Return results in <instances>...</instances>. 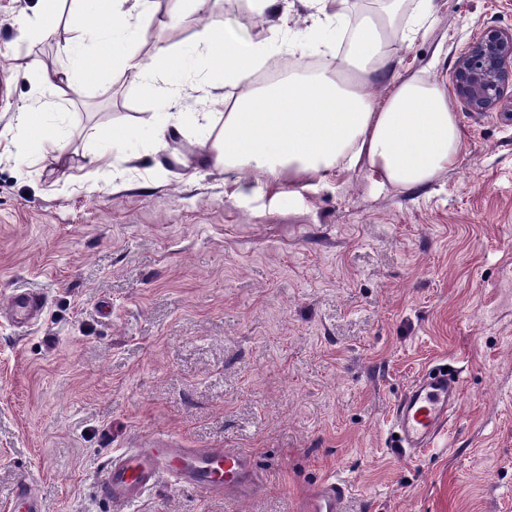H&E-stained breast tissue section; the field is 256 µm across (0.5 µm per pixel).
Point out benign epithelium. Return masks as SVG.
I'll return each instance as SVG.
<instances>
[{"mask_svg":"<svg viewBox=\"0 0 512 512\" xmlns=\"http://www.w3.org/2000/svg\"><path fill=\"white\" fill-rule=\"evenodd\" d=\"M454 95L472 112H502L512 117V31L487 27L457 58Z\"/></svg>","mask_w":512,"mask_h":512,"instance_id":"obj_1","label":"benign epithelium"}]
</instances>
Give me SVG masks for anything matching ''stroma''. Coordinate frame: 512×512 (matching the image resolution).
<instances>
[{
    "instance_id": "stroma-1",
    "label": "stroma",
    "mask_w": 512,
    "mask_h": 512,
    "mask_svg": "<svg viewBox=\"0 0 512 512\" xmlns=\"http://www.w3.org/2000/svg\"><path fill=\"white\" fill-rule=\"evenodd\" d=\"M400 70L450 85L472 36L512 28V0H434ZM37 0H0V130L38 108L69 124L61 161L0 139V512L30 479L46 512H115L98 493L108 459L160 436L242 448L259 478L216 498L161 479L127 512H303L325 480L347 512H512V118L448 103L464 131L426 187H379L370 169L302 183L199 168L193 131L156 145L142 124L180 84L107 68L58 96L46 81L72 33L17 38ZM159 30L132 20L126 48L185 51L208 27L264 39L244 0L184 4ZM125 169L91 189L89 161ZM46 299L14 322L13 292ZM458 369L457 406L434 447L397 448L396 405L419 375Z\"/></svg>"
}]
</instances>
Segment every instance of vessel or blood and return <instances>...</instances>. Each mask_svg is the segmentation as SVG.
Segmentation results:
<instances>
[{"label":"vessel or blood","instance_id":"1","mask_svg":"<svg viewBox=\"0 0 512 512\" xmlns=\"http://www.w3.org/2000/svg\"><path fill=\"white\" fill-rule=\"evenodd\" d=\"M9 305L29 317L41 308L38 295L15 292ZM458 373L442 368L425 373L399 400L393 429L402 450L429 447L437 436L460 392ZM173 485L190 486L220 497L255 484L249 452L226 448H174L164 439L153 447L133 448L113 456L103 470L98 490L117 507H127L154 488L160 477ZM347 489L343 483L328 481L309 497L304 512H346ZM8 512H45L43 501L29 479H22L8 505Z\"/></svg>","mask_w":512,"mask_h":512}]
</instances>
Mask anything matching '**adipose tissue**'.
<instances>
[{
  "mask_svg": "<svg viewBox=\"0 0 512 512\" xmlns=\"http://www.w3.org/2000/svg\"><path fill=\"white\" fill-rule=\"evenodd\" d=\"M246 2L256 17H278L269 38L248 39L227 26L206 29L200 42L183 53L157 45V69H187L203 62L223 70L225 82L240 90L224 105V129L217 137L209 113H153L146 125L158 144H165L171 133L192 129L208 142L200 166H223L228 185L238 184L248 172L302 181L338 167H367L382 184L413 190L454 165L463 132L447 92L430 75L398 74L393 64L396 47L425 32L433 0H376L377 9L363 13L353 28L348 25L350 0H308L313 13L302 29L285 12L284 0ZM96 3L94 13L76 10L64 21L71 30L93 38L95 51L89 57L82 43L63 45L73 65L53 70L50 82L58 93L73 89L93 66L115 64L132 80H143L141 61L134 54L115 52L131 34L130 17L160 13L166 27L182 20L178 7L162 8L160 0ZM284 49L303 58L321 56L325 62L317 71L304 70L257 88V73ZM385 77L390 90L382 104H374L370 88ZM6 134L16 148L34 140L53 157L62 155L63 136L35 110L18 113Z\"/></svg>",
  "mask_w": 512,
  "mask_h": 512,
  "instance_id": "obj_1",
  "label": "adipose tissue"
}]
</instances>
